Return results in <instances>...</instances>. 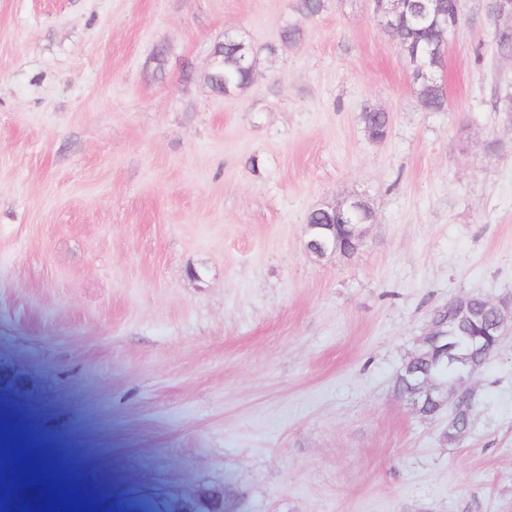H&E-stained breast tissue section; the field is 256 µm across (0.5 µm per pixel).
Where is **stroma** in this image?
<instances>
[{
	"instance_id": "obj_1",
	"label": "stroma",
	"mask_w": 512,
	"mask_h": 512,
	"mask_svg": "<svg viewBox=\"0 0 512 512\" xmlns=\"http://www.w3.org/2000/svg\"><path fill=\"white\" fill-rule=\"evenodd\" d=\"M325 4L0 0V416L108 460L89 512H512V335L456 443L395 388L436 310L512 297V56L460 0L427 112L371 0ZM228 35L258 52L234 97ZM345 197L365 243L311 255ZM245 45L246 48L241 49L239 42L224 39V44L217 46L214 51L218 59L223 61V67H220L222 82L215 79L214 71L210 73L209 80L213 88L224 95L242 93L253 83L254 73L249 63L252 46ZM218 59L214 56L212 68L218 65ZM361 121L372 140H383L387 136L389 125L385 112L376 108L366 109L361 114ZM356 202L355 197L345 198L337 201V204L331 207L336 218V224H328L332 221L331 213L329 215L319 213L313 218V214H311V219L316 221V224H312L310 220H307L304 231L306 247L310 254L324 258L336 256L337 254L350 256L357 251V249L348 250L342 248L336 226H340L345 233L353 238L357 246L363 245L368 235L369 225L374 223V213L369 224H344L343 222L337 224L336 213L339 218L348 219L355 210ZM201 499L200 512H236L232 508L229 495L224 490L204 489L199 495Z\"/></svg>"
}]
</instances>
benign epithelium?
I'll use <instances>...</instances> for the list:
<instances>
[{
    "mask_svg": "<svg viewBox=\"0 0 512 512\" xmlns=\"http://www.w3.org/2000/svg\"><path fill=\"white\" fill-rule=\"evenodd\" d=\"M374 14L384 27L392 24V20L403 15L410 7V0H372ZM341 227L345 233L361 246L365 242L369 225L367 224H305L306 247L310 254L324 258L337 254L350 256L355 250L344 249L336 227ZM494 311L492 320L486 323L487 334L503 337L512 333V300L489 301ZM450 324L448 319L431 320L427 331L419 341L418 347L410 354L403 365L405 373L413 377L411 397L406 403L418 415L428 418L453 406L464 405L469 397L468 384L478 371L473 362V355L480 346L472 343L462 347L448 348ZM432 348L442 363L454 364V373L441 379L431 369L418 365V361L427 355V349ZM201 508L208 512H234L229 495L223 490L204 489L200 492Z\"/></svg>",
    "mask_w": 512,
    "mask_h": 512,
    "instance_id": "7a95c632",
    "label": "benign epithelium"
}]
</instances>
